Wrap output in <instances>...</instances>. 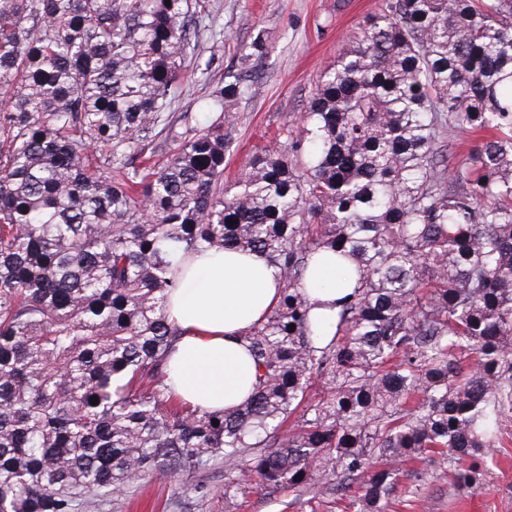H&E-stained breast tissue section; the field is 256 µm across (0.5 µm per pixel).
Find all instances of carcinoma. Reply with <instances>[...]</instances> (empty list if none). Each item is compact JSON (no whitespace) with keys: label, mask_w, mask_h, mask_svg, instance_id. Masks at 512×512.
<instances>
[{"label":"carcinoma","mask_w":512,"mask_h":512,"mask_svg":"<svg viewBox=\"0 0 512 512\" xmlns=\"http://www.w3.org/2000/svg\"><path fill=\"white\" fill-rule=\"evenodd\" d=\"M213 12L0 0V512H98L216 464L226 501L321 485L382 512L430 453L481 488L512 418V0H383L228 182L255 89L171 112ZM456 130L479 142L450 168ZM203 249L262 254L283 281L244 334L255 390L222 414L168 386L167 297ZM327 256L354 291L315 321Z\"/></svg>","instance_id":"carcinoma-1"}]
</instances>
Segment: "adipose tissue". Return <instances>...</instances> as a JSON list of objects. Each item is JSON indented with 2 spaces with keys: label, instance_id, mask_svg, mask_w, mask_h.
<instances>
[{
  "label": "adipose tissue",
  "instance_id": "adipose-tissue-1",
  "mask_svg": "<svg viewBox=\"0 0 512 512\" xmlns=\"http://www.w3.org/2000/svg\"><path fill=\"white\" fill-rule=\"evenodd\" d=\"M340 272L335 259L312 272L306 293L314 318L336 314ZM282 282L264 256L239 251H203L167 301L169 317L183 334L170 356L171 384L187 407L209 412L231 410L252 393L258 368L244 332L276 306Z\"/></svg>",
  "mask_w": 512,
  "mask_h": 512
}]
</instances>
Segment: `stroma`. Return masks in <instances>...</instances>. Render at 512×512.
<instances>
[{
    "mask_svg": "<svg viewBox=\"0 0 512 512\" xmlns=\"http://www.w3.org/2000/svg\"><path fill=\"white\" fill-rule=\"evenodd\" d=\"M381 0H216L212 29L199 31L196 55L208 69L187 66L172 105L175 112H195L227 76L248 72L258 88L243 99L234 149L225 176L231 177L266 144L286 120H298L323 70L346 47L348 38ZM223 32L216 41L215 32ZM264 32L266 50L248 63L236 58L239 44ZM502 445L493 449L481 489L461 491L449 479L432 474L438 460L424 464L429 479L401 474L399 489L385 512H512V420L502 429ZM101 512H338L334 497H295L289 490L252 488L231 502L224 499V469L170 482L148 479L133 496L105 502Z\"/></svg>",
    "mask_w": 512,
    "mask_h": 512,
    "instance_id": "obj_1",
    "label": "stroma"
}]
</instances>
